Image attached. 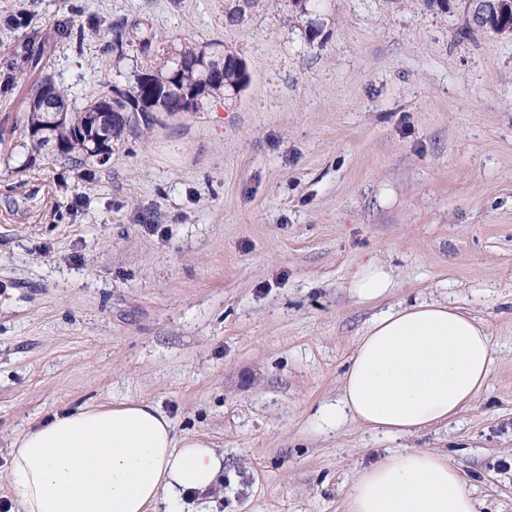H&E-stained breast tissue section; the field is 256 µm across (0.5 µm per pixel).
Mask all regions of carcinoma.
<instances>
[{
    "label": "carcinoma",
    "instance_id": "1",
    "mask_svg": "<svg viewBox=\"0 0 512 512\" xmlns=\"http://www.w3.org/2000/svg\"><path fill=\"white\" fill-rule=\"evenodd\" d=\"M511 28V9L491 15L487 21L489 30L503 32ZM129 51L140 55V65L132 70L127 88L102 91L93 103L81 108L69 107L65 89L53 77H41L27 107L25 128H40L44 144H54L57 155L79 167L104 165L109 158L101 157L94 135L87 129L93 113H112L107 132V147L111 150L129 123L130 112H181L182 99L191 90L195 91L194 112L204 111L208 102L217 98L230 105L249 82V75L233 63L236 52L221 49L219 43L165 42L155 33H143L137 23L117 21L112 24V52L121 58ZM45 88L53 92V98L67 112L65 120L47 122L42 108Z\"/></svg>",
    "mask_w": 512,
    "mask_h": 512
}]
</instances>
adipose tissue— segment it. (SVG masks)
I'll use <instances>...</instances> for the list:
<instances>
[{
  "label": "adipose tissue",
  "mask_w": 512,
  "mask_h": 512,
  "mask_svg": "<svg viewBox=\"0 0 512 512\" xmlns=\"http://www.w3.org/2000/svg\"><path fill=\"white\" fill-rule=\"evenodd\" d=\"M392 270L371 258L351 273L361 305L385 300ZM488 327L459 307L420 301L380 313L356 342L328 428L350 420L406 435L447 424L486 389ZM224 456L203 438L176 439L152 403L84 405L53 414L12 443L9 493L18 512H183L188 492L213 488ZM342 512H477L446 454L404 448L357 468Z\"/></svg>",
  "instance_id": "adipose-tissue-1"
}]
</instances>
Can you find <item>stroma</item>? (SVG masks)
I'll list each match as a JSON object with an SVG mask.
<instances>
[{"label": "stroma", "mask_w": 512, "mask_h": 512, "mask_svg": "<svg viewBox=\"0 0 512 512\" xmlns=\"http://www.w3.org/2000/svg\"><path fill=\"white\" fill-rule=\"evenodd\" d=\"M221 41L232 106L148 114L105 165L30 146L51 75L81 107L126 87L112 25ZM465 0H0V501L13 439L54 413L155 404L224 455L188 512H341L388 449L448 454L478 512H512V35ZM374 257L396 287L357 304ZM444 301L484 321L487 388L448 424L387 436L317 410L381 311ZM394 288L391 268L375 258L360 263L352 271L347 287L351 297L361 305L385 300Z\"/></svg>", "instance_id": "obj_1"}]
</instances>
